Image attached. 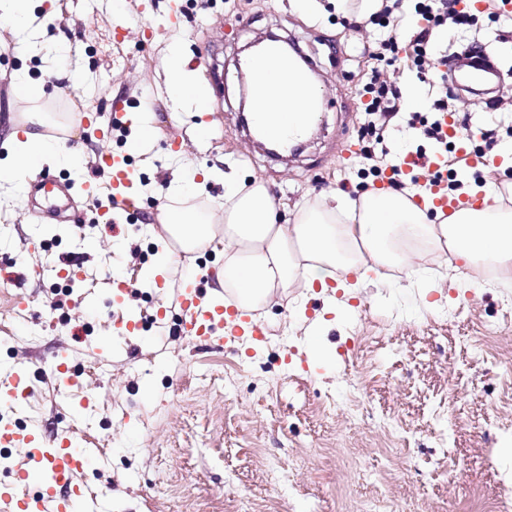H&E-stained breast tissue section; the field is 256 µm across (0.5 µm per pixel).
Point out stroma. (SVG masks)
I'll return each instance as SVG.
<instances>
[{"mask_svg":"<svg viewBox=\"0 0 512 512\" xmlns=\"http://www.w3.org/2000/svg\"><path fill=\"white\" fill-rule=\"evenodd\" d=\"M34 4L36 16L51 18L42 38L55 46V70L77 72L84 84L55 93L39 56L10 51L0 57V118L50 112L62 128L90 103L111 104L121 120L96 119L69 142L97 147L109 133L105 144L129 155L136 181L128 209L111 204L109 174L96 160L52 167L74 183L75 226L49 233L29 213L28 186L0 187V324L16 334L29 323L45 327L26 351L42 440L79 441L88 431L105 451L106 463L84 474L86 506L369 512L380 499L391 512H487L492 492L512 489V282L479 285L471 267L437 284L420 269L359 290L335 310L298 281L253 310L262 335L221 329L203 341L179 335L177 292L189 276L211 286L206 271L222 254L183 260L156 286L144 282L167 236L157 198L184 162L201 177L218 167L247 185L262 181L290 210L330 191L363 193L362 159L339 152L361 133L370 53L384 33L363 0H102L93 17L76 0ZM495 11L437 34L434 58L479 46L512 71V4ZM270 30L298 44L323 94L310 139L284 163L239 124L236 62ZM173 42L189 66L204 68V111L168 96L164 57ZM94 72L105 82H89ZM22 73L45 98L17 92ZM383 74L403 93L402 117L384 134L393 162L419 148L440 152L424 124L435 121L441 97L469 127H494L499 142H512V94L476 97L436 72L423 83L404 63ZM142 106L158 117L148 164L128 148ZM89 179L98 185L90 204ZM117 277L129 285L121 304L110 288ZM20 299L23 324L12 318ZM129 323L136 334H127ZM63 355L79 381L66 406L57 396L63 382L50 373ZM91 393L95 401L82 406Z\"/></svg>","mask_w":512,"mask_h":512,"instance_id":"obj_1","label":"stroma"}]
</instances>
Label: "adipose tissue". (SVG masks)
<instances>
[{
    "label": "adipose tissue",
    "mask_w": 512,
    "mask_h": 512,
    "mask_svg": "<svg viewBox=\"0 0 512 512\" xmlns=\"http://www.w3.org/2000/svg\"><path fill=\"white\" fill-rule=\"evenodd\" d=\"M165 69L171 100L205 105L200 72L188 67L178 51H170ZM43 124L41 115L32 113L21 119L9 117L0 127V135L16 147L8 179H20L46 163L81 158L79 148L45 135ZM218 179L224 182V196L213 200L211 214L175 206V199L186 191L205 193L207 181ZM207 181H197L188 167L171 182L165 203L158 207L170 243L156 253L149 277L174 267L181 256L213 251L218 241L229 240L233 246L224 252L209 296L223 297L231 288L248 309L297 280L310 287L326 283L339 268L355 273L356 287L374 285V271L398 259L410 242L449 253L448 278L485 260L498 266L504 280L512 279V208L504 205L500 189L492 183L480 189L483 206L461 209L438 223L429 220L416 202L417 189L410 188L400 193L369 192L357 199L331 192L298 209L293 223L284 224L279 203L263 182L248 186L217 168Z\"/></svg>",
    "instance_id": "1"
}]
</instances>
